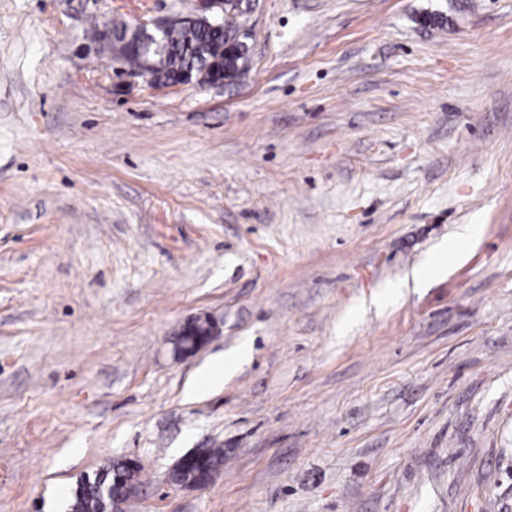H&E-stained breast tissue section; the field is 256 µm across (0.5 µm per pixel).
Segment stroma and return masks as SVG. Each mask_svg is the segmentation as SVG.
Masks as SVG:
<instances>
[{"instance_id": "35a3bbf8", "label": "stroma", "mask_w": 512, "mask_h": 512, "mask_svg": "<svg viewBox=\"0 0 512 512\" xmlns=\"http://www.w3.org/2000/svg\"><path fill=\"white\" fill-rule=\"evenodd\" d=\"M193 4L0 0V512H512V0H251L221 86L92 38ZM102 52L104 56L109 60L112 66L114 64H118L120 68L126 70L131 75H134L136 77H141L145 82L148 84L155 86V87H172L177 86L180 84H184L189 82L190 80L188 78H183L178 81H170L166 83H159L155 81L152 77V75L149 72L148 69V63H146L144 60L139 59L138 64L129 61V57L135 56V51L133 45H130L128 47H125L124 50L121 52L116 51L115 49L109 47L107 45V42L102 47ZM216 330L215 321L208 315L188 320L174 339V356L185 359L198 352L210 340ZM202 448H197L191 453L181 457L172 467L170 471L171 483L181 487H195L202 486V479L200 477L201 471L198 469L205 460ZM188 475L187 480H178V477ZM126 463L125 460L109 461L93 476L84 475L78 479L71 491L68 505L71 512H120L119 505L136 493L135 485L128 488L126 496L103 502L98 511L97 508L101 501H107L119 494L120 482L126 478L128 472Z\"/></svg>"}]
</instances>
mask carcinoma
Listing matches in <instances>:
<instances>
[{
  "label": "carcinoma",
  "instance_id": "cac0c4a2",
  "mask_svg": "<svg viewBox=\"0 0 512 512\" xmlns=\"http://www.w3.org/2000/svg\"><path fill=\"white\" fill-rule=\"evenodd\" d=\"M225 2L227 6L220 34L182 27L169 32L160 45L151 43L143 46L144 54L155 65L154 73L170 77L188 70L199 83L209 82L207 46L216 38L231 49L250 34L242 21L245 13L242 0ZM127 472L126 461L121 460L108 462L91 476H82L71 491L69 508L72 512H97L101 502L120 492L121 480L126 478Z\"/></svg>",
  "mask_w": 512,
  "mask_h": 512
}]
</instances>
